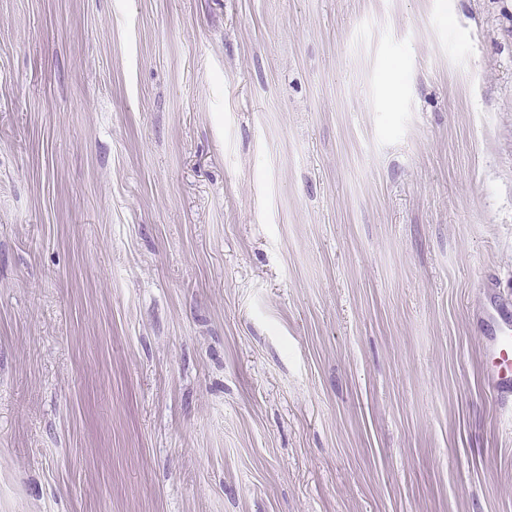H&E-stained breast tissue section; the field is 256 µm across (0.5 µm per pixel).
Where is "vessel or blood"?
Returning <instances> with one entry per match:
<instances>
[{
	"label": "vessel or blood",
	"mask_w": 512,
	"mask_h": 512,
	"mask_svg": "<svg viewBox=\"0 0 512 512\" xmlns=\"http://www.w3.org/2000/svg\"><path fill=\"white\" fill-rule=\"evenodd\" d=\"M484 316L482 375L499 404H512V304L490 296Z\"/></svg>",
	"instance_id": "1"
}]
</instances>
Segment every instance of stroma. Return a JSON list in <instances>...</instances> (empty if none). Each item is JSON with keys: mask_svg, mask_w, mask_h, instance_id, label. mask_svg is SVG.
I'll list each match as a JSON object with an SVG mask.
<instances>
[{"mask_svg": "<svg viewBox=\"0 0 512 512\" xmlns=\"http://www.w3.org/2000/svg\"><path fill=\"white\" fill-rule=\"evenodd\" d=\"M490 290L512 0H0V512H512Z\"/></svg>", "mask_w": 512, "mask_h": 512, "instance_id": "obj_1", "label": "stroma"}]
</instances>
